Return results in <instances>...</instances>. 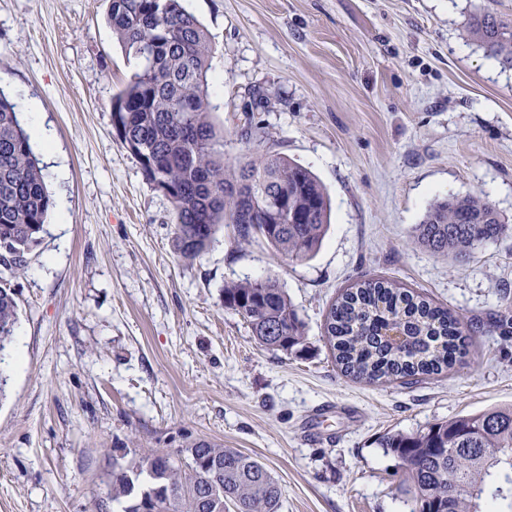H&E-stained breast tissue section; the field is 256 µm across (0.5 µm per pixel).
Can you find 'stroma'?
<instances>
[{"mask_svg":"<svg viewBox=\"0 0 512 512\" xmlns=\"http://www.w3.org/2000/svg\"><path fill=\"white\" fill-rule=\"evenodd\" d=\"M214 48L211 118L224 154L281 153L331 203L319 251L279 258L218 228L185 262L169 199L117 135L112 101L135 69L106 0H0V91L32 140L52 199L12 280L0 351V512H97L117 449L206 439L261 461L280 512H409L400 461L379 440L512 404V341L485 334L512 305V235L466 264L412 244L428 205L479 194L512 224V65L467 22L512 20V0H182ZM253 121L261 141L244 143ZM278 277L308 336L260 347L225 308L233 281ZM380 276L477 324L473 352L412 385L345 376L325 335L339 292Z\"/></svg>","mask_w":512,"mask_h":512,"instance_id":"stroma-1","label":"stroma"}]
</instances>
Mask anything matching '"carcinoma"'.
<instances>
[{
    "mask_svg": "<svg viewBox=\"0 0 512 512\" xmlns=\"http://www.w3.org/2000/svg\"><path fill=\"white\" fill-rule=\"evenodd\" d=\"M107 19L125 53L139 61L115 97L113 124L140 168L162 179L181 258H198L223 224L240 242L262 239L293 262L312 258L330 224L328 196L308 168L279 153L224 158L208 98L213 48L201 23L180 0H109ZM468 29L489 56L512 62L511 22L484 12ZM50 207L43 168L14 104L1 96L0 350L18 322L11 278L38 244ZM507 235L512 225L476 194L431 203L411 233L414 243L458 263ZM224 307L248 321L261 347L307 350L304 324L278 278L224 285ZM464 328L455 311L381 278L351 283L327 323L341 371L367 383H408L454 369L465 355ZM389 329L404 340L386 336ZM493 331L512 339L511 308ZM380 445L402 462L410 512H512L511 404L387 435ZM110 499L119 512H280L282 489L251 456L198 440L115 462Z\"/></svg>",
    "mask_w": 512,
    "mask_h": 512,
    "instance_id": "obj_1",
    "label": "carcinoma"
}]
</instances>
